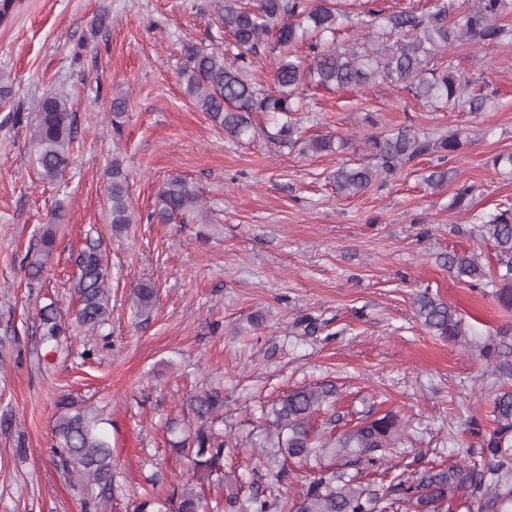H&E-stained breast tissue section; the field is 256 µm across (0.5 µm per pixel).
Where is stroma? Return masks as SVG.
Returning <instances> with one entry per match:
<instances>
[{
    "label": "stroma",
    "instance_id": "1",
    "mask_svg": "<svg viewBox=\"0 0 512 512\" xmlns=\"http://www.w3.org/2000/svg\"><path fill=\"white\" fill-rule=\"evenodd\" d=\"M215 0H13L0 22V512H83L82 495L49 457L58 398L99 408L112 446L115 495L104 512H133L146 479L159 495L187 481L188 461L168 444L183 399L209 387L224 394V494L256 480L292 497L300 484H275L251 439L280 395L332 382L337 431L357 413H396L405 433L393 458L411 469L451 465L479 452L470 417L492 409L495 378L484 343L512 339V309L472 292L448 270L449 253H470L504 272L476 216L512 206V38L454 43L434 67L453 63L482 112L434 108L391 85L302 88L304 141L331 134L342 149L315 153L265 138L224 134L185 91L181 48L228 43ZM106 15L94 29L97 15ZM73 99L78 126L61 181L38 175L27 120L43 92ZM126 104L121 127L112 103ZM21 105L22 120L12 118ZM410 125L427 134L464 130L468 143L444 165L421 156L396 177L356 196L337 194L343 162L367 163L368 136ZM129 175L134 222L113 231L108 189L113 158ZM193 183L203 211L188 223L153 219L167 180ZM473 191L453 207L461 184ZM56 254L37 286L25 257L48 223ZM100 243L112 312L86 336L74 322L72 255ZM158 291L150 315H136L132 288ZM431 289L455 307L469 334L435 336L415 313ZM56 303L72 338L68 356L38 357L41 307ZM310 317L314 333L296 322Z\"/></svg>",
    "mask_w": 512,
    "mask_h": 512
}]
</instances>
